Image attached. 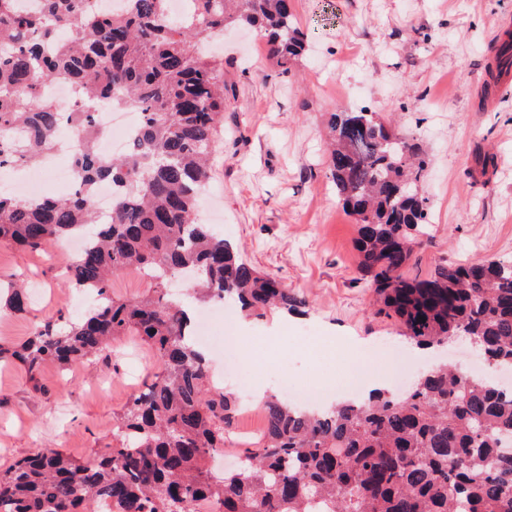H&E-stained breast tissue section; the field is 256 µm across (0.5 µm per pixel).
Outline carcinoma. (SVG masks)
<instances>
[{
    "mask_svg": "<svg viewBox=\"0 0 512 512\" xmlns=\"http://www.w3.org/2000/svg\"><path fill=\"white\" fill-rule=\"evenodd\" d=\"M0 0V173L38 163L69 130L77 188L28 200L0 191V242L26 248L90 236L63 286L90 290L96 305L76 320L58 314L26 340L0 345V364L24 370L35 396L52 363L109 360L111 340L136 336L159 367L123 408L112 446L74 458L36 448L0 470V512H512V387L450 365L421 373L402 396L299 409L267 399L261 441L238 467L217 474L235 407L215 386L190 334V304L168 283L193 274L189 297L233 299L249 315L294 312L306 301L276 275L244 261L197 220L224 118L220 60L205 51L224 30L249 26L282 70L305 51L293 0H190L174 16L167 0ZM77 85L66 107L37 87ZM142 111L132 151L104 156L96 107ZM329 169L342 208L355 217L359 269L382 311L418 348L465 336L488 366L512 370V258L439 264L412 276L429 213L418 185L427 160L378 112L329 119ZM119 188L102 219L99 182ZM131 272L147 289L116 297L111 276ZM21 313L26 288L0 280V300Z\"/></svg>",
    "mask_w": 512,
    "mask_h": 512,
    "instance_id": "obj_1",
    "label": "carcinoma"
}]
</instances>
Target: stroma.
Instances as JSON below:
<instances>
[{"label": "stroma", "instance_id": "stroma-1", "mask_svg": "<svg viewBox=\"0 0 512 512\" xmlns=\"http://www.w3.org/2000/svg\"><path fill=\"white\" fill-rule=\"evenodd\" d=\"M306 53L281 72L257 32L228 31L214 50L224 62V136L201 209L214 231L236 244L253 267L278 275L306 301L304 314L242 317L225 301L233 328L248 325L249 343H228L213 372L250 374L255 388L279 392L289 381L313 406L343 397L350 343H360L370 372L391 359L409 367L406 389L434 358L478 373L462 345L437 356L418 350L393 318L376 314L374 292L359 271L356 224L336 198L324 136L330 113L363 108L393 120L424 150L421 193L433 226L416 248L413 270L444 262L512 257V75L492 86L491 48L512 32V0H294ZM492 152L490 181L477 158ZM66 254L0 244V277L39 281L41 301L27 312L0 310V343L25 340L43 320L75 319L95 302L64 288ZM398 349L380 352L381 343ZM153 351L137 337L112 344L111 367L49 364L35 397L24 373L0 369V468L42 446L74 457L112 444V429L147 372ZM258 407L236 410L224 442V467L262 435Z\"/></svg>", "mask_w": 512, "mask_h": 512}]
</instances>
